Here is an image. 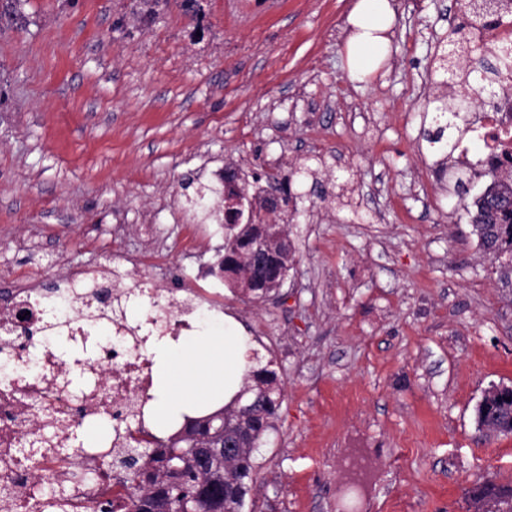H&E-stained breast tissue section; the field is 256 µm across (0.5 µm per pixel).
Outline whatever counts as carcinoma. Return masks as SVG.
Segmentation results:
<instances>
[{
	"mask_svg": "<svg viewBox=\"0 0 512 512\" xmlns=\"http://www.w3.org/2000/svg\"><path fill=\"white\" fill-rule=\"evenodd\" d=\"M468 29L481 25L489 10L477 0H464ZM512 63V54L498 52L494 62L479 59L484 79L498 80L503 67ZM442 71L443 91L434 99L435 111L448 115L444 125L423 128V138L440 145L443 159L437 163V174L444 177L448 160L462 141L457 136V123L473 108L475 101L456 93L455 86L468 82L471 72L463 71L455 54L444 53L437 61ZM491 183L474 202L476 212L470 216L472 233L479 246L497 258H512V175L500 176L496 169L488 171ZM229 233L224 239V254L217 268L228 286L253 300H267L266 275L279 272L288 275L295 251L288 243L268 250L263 268L252 269L251 244L264 229L262 224L225 225ZM242 392L247 394L249 408L237 405L222 407L204 416L189 419L167 439L156 436L129 448H122L112 459V471H121V481L128 489L133 512H183L197 504L200 512H242L249 483L254 480V452L275 428V420L283 401L277 374L268 367L249 371ZM478 428L492 423L497 434L512 433V418L507 414L493 417L483 406L475 409ZM234 445L231 457H224L222 445ZM480 495L496 500L499 512H512V484L492 482L475 487L470 497Z\"/></svg>",
	"mask_w": 512,
	"mask_h": 512,
	"instance_id": "1",
	"label": "carcinoma"
}]
</instances>
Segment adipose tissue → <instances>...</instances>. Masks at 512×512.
<instances>
[{
    "label": "adipose tissue",
    "instance_id": "1",
    "mask_svg": "<svg viewBox=\"0 0 512 512\" xmlns=\"http://www.w3.org/2000/svg\"><path fill=\"white\" fill-rule=\"evenodd\" d=\"M394 19L390 0H356L347 17L352 27L346 43L350 77L367 76L386 59ZM253 348L250 336L228 314L206 319L195 335L155 341L154 430L162 433L200 409L232 404L252 365Z\"/></svg>",
    "mask_w": 512,
    "mask_h": 512
}]
</instances>
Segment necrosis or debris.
Returning a JSON list of instances; mask_svg holds the SVG:
<instances>
[{"label": "necrosis or debris", "mask_w": 512, "mask_h": 512, "mask_svg": "<svg viewBox=\"0 0 512 512\" xmlns=\"http://www.w3.org/2000/svg\"><path fill=\"white\" fill-rule=\"evenodd\" d=\"M469 133L484 147V167L512 156L511 67L501 72L492 110L475 113ZM4 280L10 286L0 300V512H49L53 496L41 480L63 474L73 481L59 512H96L103 499L113 501L115 512H128L125 489L102 472L117 448L148 432L153 374L147 333L157 327L166 336L192 332L182 302L154 280L125 285L108 263L93 289L86 270L67 266L50 290L0 270ZM103 291L132 300L136 321L113 319L111 305L99 298ZM62 342L81 350L83 360L68 365L58 351ZM73 367L95 380L78 396L60 383ZM47 415L67 428L107 425L112 432L72 452L55 444L29 446Z\"/></svg>", "instance_id": "4bbe7bcc"}]
</instances>
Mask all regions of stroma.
Segmentation results:
<instances>
[{"instance_id":"35a3bbf8","label":"stroma","mask_w":512,"mask_h":512,"mask_svg":"<svg viewBox=\"0 0 512 512\" xmlns=\"http://www.w3.org/2000/svg\"><path fill=\"white\" fill-rule=\"evenodd\" d=\"M355 0H21L0 25V265L52 284V257L128 255L179 298L224 241L185 199L239 168L288 180L295 264L277 298L224 292L284 389L243 512H468L512 481V434L475 407L512 386V284L472 233L464 189L422 139L456 0H391L390 54L350 77ZM35 240L19 252L15 238ZM194 252H186L187 238ZM502 397H511L512 399V386H490L485 391L482 400L479 404L490 402L491 399H500ZM477 405L475 409V420L480 430H483L485 425L494 424L495 433L493 434H510L512 433V420L508 414H500L496 419L493 418L491 413H488L483 406Z\"/></svg>"}]
</instances>
